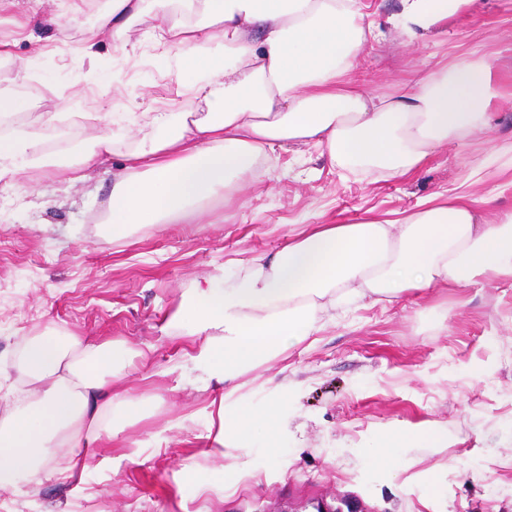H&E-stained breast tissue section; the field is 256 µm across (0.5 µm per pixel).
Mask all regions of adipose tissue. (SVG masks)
Returning <instances> with one entry per match:
<instances>
[{
  "label": "adipose tissue",
  "mask_w": 512,
  "mask_h": 512,
  "mask_svg": "<svg viewBox=\"0 0 512 512\" xmlns=\"http://www.w3.org/2000/svg\"><path fill=\"white\" fill-rule=\"evenodd\" d=\"M474 0H402L399 23L409 39L433 34ZM175 0H112L97 38L126 46L133 21L151 13L174 93L192 91L200 117L156 109L149 148L126 155L107 202L108 232L170 222L203 211L243 176L260 178L276 149L325 147L414 175L443 145L463 142L490 119L491 61L476 58L413 77L396 95L367 96L344 80L365 44L381 30L362 0H188L196 23H170ZM512 275V212L489 224L461 193L381 223L317 224L283 250L253 258L224 287L195 283L193 332L206 335L202 383L299 343L324 314L380 302L434 285L476 284ZM114 352L70 337L67 346L34 340L24 351L26 387L0 419V489L44 479L68 482L83 472L92 447L112 432V407L131 402L117 390ZM67 449L69 465L51 472L47 445Z\"/></svg>",
  "instance_id": "1"
}]
</instances>
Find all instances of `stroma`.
Returning <instances> with one entry per match:
<instances>
[{
	"label": "stroma",
	"instance_id": "stroma-1",
	"mask_svg": "<svg viewBox=\"0 0 512 512\" xmlns=\"http://www.w3.org/2000/svg\"><path fill=\"white\" fill-rule=\"evenodd\" d=\"M385 37L364 46L348 78L392 93L417 72L480 55L499 69L488 128L438 149L413 176L392 178L306 145L274 154L264 176L175 224L107 237L111 182H68L112 140L111 159L153 136L144 119L172 83L151 19L126 48L84 47L109 0H0V138L54 140L41 163L0 181V368L23 380L28 340L79 336L118 349L115 368L137 406L112 411L105 462L82 481L0 490V512H512V277L403 292L350 310L303 342L202 387L207 345L182 310L195 282L236 276L310 224L391 220L434 194L467 191L494 221L512 208V0H475L433 37L409 43L401 0H366ZM276 409L275 436L230 433L218 410ZM432 431L438 443L405 447ZM385 448V463L372 449ZM210 483L207 496L196 485Z\"/></svg>",
	"mask_w": 512,
	"mask_h": 512
}]
</instances>
